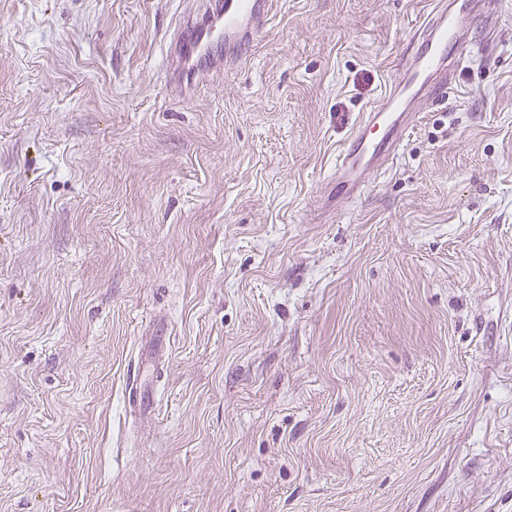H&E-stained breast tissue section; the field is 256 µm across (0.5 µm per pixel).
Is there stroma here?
Wrapping results in <instances>:
<instances>
[{"instance_id": "35a3bbf8", "label": "stroma", "mask_w": 512, "mask_h": 512, "mask_svg": "<svg viewBox=\"0 0 512 512\" xmlns=\"http://www.w3.org/2000/svg\"><path fill=\"white\" fill-rule=\"evenodd\" d=\"M180 2L0 0V512H512V11L321 224L419 0ZM267 13L268 0L197 1L168 31L167 77L191 87L221 71L224 57L238 56L264 30Z\"/></svg>"}]
</instances>
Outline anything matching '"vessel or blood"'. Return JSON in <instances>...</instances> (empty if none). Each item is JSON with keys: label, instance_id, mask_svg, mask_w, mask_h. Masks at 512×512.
<instances>
[{"label": "vessel or blood", "instance_id": "b4317fda", "mask_svg": "<svg viewBox=\"0 0 512 512\" xmlns=\"http://www.w3.org/2000/svg\"><path fill=\"white\" fill-rule=\"evenodd\" d=\"M482 0H425L403 44L397 77L386 79L376 106L364 112L341 147L323 194L336 210L357 205L376 176L393 164L422 117L424 104L444 101L469 53L463 19ZM268 0H198L167 34L166 75L185 86L220 71L265 28Z\"/></svg>", "mask_w": 512, "mask_h": 512}]
</instances>
